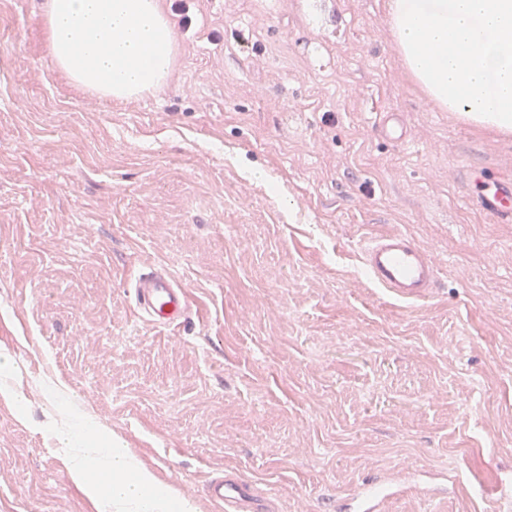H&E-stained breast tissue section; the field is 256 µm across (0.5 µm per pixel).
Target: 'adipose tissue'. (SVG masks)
Segmentation results:
<instances>
[{"label":"adipose tissue","instance_id":"1","mask_svg":"<svg viewBox=\"0 0 512 512\" xmlns=\"http://www.w3.org/2000/svg\"><path fill=\"white\" fill-rule=\"evenodd\" d=\"M41 19L57 67L85 93L124 100L166 85L176 38L160 0H43ZM47 434L97 512H196L93 417L60 414Z\"/></svg>","mask_w":512,"mask_h":512}]
</instances>
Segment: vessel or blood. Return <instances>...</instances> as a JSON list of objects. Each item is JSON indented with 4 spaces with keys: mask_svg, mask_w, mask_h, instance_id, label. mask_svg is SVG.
Masks as SVG:
<instances>
[{
    "mask_svg": "<svg viewBox=\"0 0 512 512\" xmlns=\"http://www.w3.org/2000/svg\"><path fill=\"white\" fill-rule=\"evenodd\" d=\"M480 207L501 222H511L512 182L497 180L494 191L482 197ZM361 260L370 280L401 300L426 298L437 283L435 259L417 239L403 232L371 238L362 249ZM131 286L139 316L151 326H179L191 310L187 289L165 270L140 272ZM205 487L208 500L220 512H277L257 484L238 473L226 469L212 472Z\"/></svg>",
    "mask_w": 512,
    "mask_h": 512,
    "instance_id": "obj_1",
    "label": "vessel or blood"
}]
</instances>
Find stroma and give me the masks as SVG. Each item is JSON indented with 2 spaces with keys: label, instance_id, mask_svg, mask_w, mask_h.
I'll return each instance as SVG.
<instances>
[{
  "label": "stroma",
  "instance_id": "35a3bbf8",
  "mask_svg": "<svg viewBox=\"0 0 512 512\" xmlns=\"http://www.w3.org/2000/svg\"><path fill=\"white\" fill-rule=\"evenodd\" d=\"M41 3L0 0V349L24 398L0 402V512H94L47 438L51 378L198 512L225 466L279 512L448 470L386 512H512L490 493L512 485V223L466 178L512 175V135L413 84L387 0H193L167 88L112 102L56 69ZM391 231L436 259L429 297L369 280ZM153 266L191 295L176 328L137 318ZM379 123L387 138L401 143L407 140L406 131L397 113L380 112Z\"/></svg>",
  "mask_w": 512,
  "mask_h": 512
}]
</instances>
